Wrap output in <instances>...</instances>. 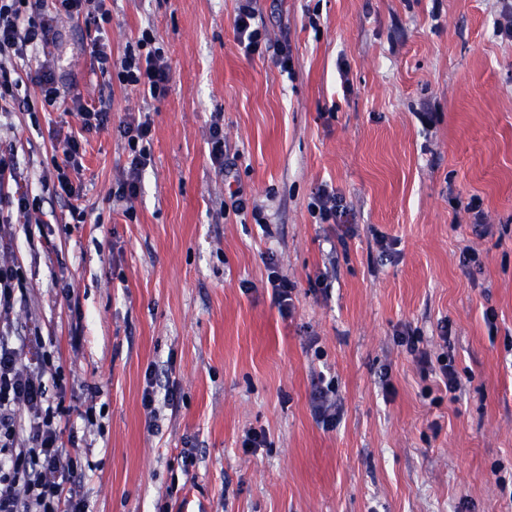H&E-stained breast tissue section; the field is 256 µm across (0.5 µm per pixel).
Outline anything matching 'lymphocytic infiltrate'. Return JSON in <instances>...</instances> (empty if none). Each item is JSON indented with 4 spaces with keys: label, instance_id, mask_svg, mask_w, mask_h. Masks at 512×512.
Instances as JSON below:
<instances>
[{
    "label": "lymphocytic infiltrate",
    "instance_id": "f902f5d3",
    "mask_svg": "<svg viewBox=\"0 0 512 512\" xmlns=\"http://www.w3.org/2000/svg\"><path fill=\"white\" fill-rule=\"evenodd\" d=\"M258 0H237L234 31L245 55L272 52L280 72L293 71L287 42L270 47L264 27L256 21ZM84 17L95 34L87 45L101 73L116 77L121 85L132 86L153 100L168 93L171 73L164 53L150 30H143L135 47L127 49L120 61H113L100 34L112 21L106 0H0V112L14 111L24 104L26 111L38 107L69 106L76 112L82 133L97 132L108 122L107 111L83 103L80 96L61 89L54 71L46 64L36 67L30 80L40 90L39 99L20 95L22 82L16 61L51 42L52 16ZM126 140L130 162L112 194L133 204L140 192V175L150 159L151 128L146 121H127L120 130ZM82 141L70 135L60 141L50 158L56 172L53 193L78 199L71 170L81 164ZM38 207L29 192L20 190L13 155L0 149V237L5 236L13 217L31 219ZM26 283L18 262L0 263V512H89L87 502L67 491L65 483L82 466L80 454L70 452L60 441L61 423L71 413L59 396L49 395L43 377L54 367L50 357L39 366L24 364L20 347L3 331L11 325V313L18 293Z\"/></svg>",
    "mask_w": 512,
    "mask_h": 512
}]
</instances>
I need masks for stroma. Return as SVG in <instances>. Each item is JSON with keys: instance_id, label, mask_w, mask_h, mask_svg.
Segmentation results:
<instances>
[{"instance_id": "1", "label": "stroma", "mask_w": 512, "mask_h": 512, "mask_svg": "<svg viewBox=\"0 0 512 512\" xmlns=\"http://www.w3.org/2000/svg\"><path fill=\"white\" fill-rule=\"evenodd\" d=\"M236 5L111 0L113 59L145 29L163 49L160 101L102 76L84 23L59 21L62 84L109 110L74 177L83 221L42 188L79 119L0 116L40 220L15 219L0 250L27 282L17 331L38 326L63 370L45 384L72 406L87 458L72 490L89 512H512V42L495 34L498 0H260L271 40L290 42L291 77L242 53ZM216 114L225 174L209 155ZM133 117L152 125L151 163L128 218L107 195L128 162L117 129ZM321 185L353 225L316 222ZM240 186L265 224L234 212ZM468 247L482 266H462ZM271 257L297 285L287 319ZM321 274L328 290L312 285ZM447 359L456 399L433 373ZM152 374L179 398L153 418ZM324 377L341 404L330 430L309 407ZM253 429L266 439L248 451Z\"/></svg>"}]
</instances>
